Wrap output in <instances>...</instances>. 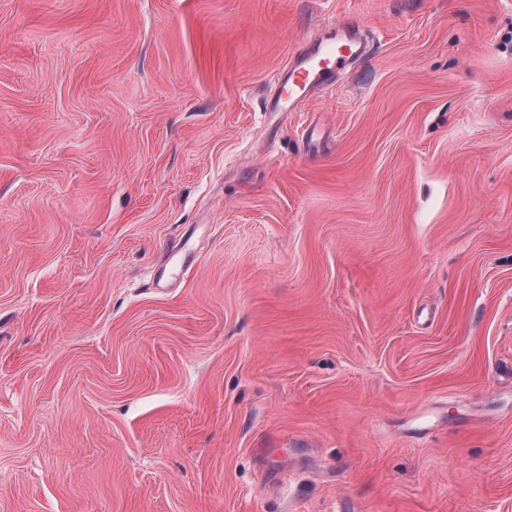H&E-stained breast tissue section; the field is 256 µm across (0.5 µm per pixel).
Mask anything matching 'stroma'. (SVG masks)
<instances>
[{
  "label": "stroma",
  "mask_w": 512,
  "mask_h": 512,
  "mask_svg": "<svg viewBox=\"0 0 512 512\" xmlns=\"http://www.w3.org/2000/svg\"><path fill=\"white\" fill-rule=\"evenodd\" d=\"M0 512H512V0H0ZM368 52V43L359 27L337 23L334 36L316 45L314 51L292 65L278 80L283 85L288 84L292 92H300L298 100H302L319 87L329 85L334 77L343 74L353 61Z\"/></svg>",
  "instance_id": "1"
}]
</instances>
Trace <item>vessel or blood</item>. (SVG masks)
Segmentation results:
<instances>
[{
  "instance_id": "obj_1",
  "label": "vessel or blood",
  "mask_w": 512,
  "mask_h": 512,
  "mask_svg": "<svg viewBox=\"0 0 512 512\" xmlns=\"http://www.w3.org/2000/svg\"><path fill=\"white\" fill-rule=\"evenodd\" d=\"M369 51L368 43L358 27L345 23L337 24L334 36L316 45L292 65L286 74L280 75L281 84L289 90L311 96L318 88L326 86L334 77L347 69L353 61Z\"/></svg>"
}]
</instances>
